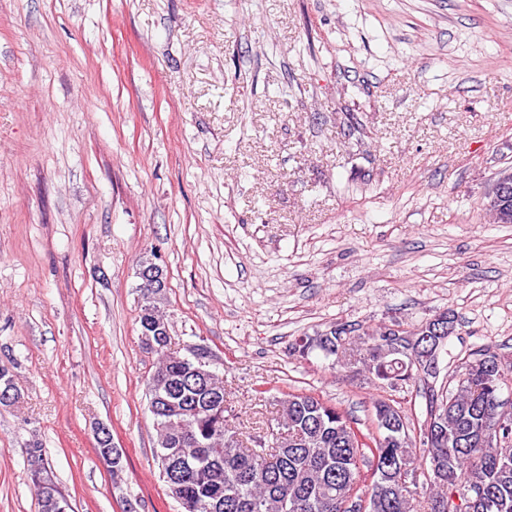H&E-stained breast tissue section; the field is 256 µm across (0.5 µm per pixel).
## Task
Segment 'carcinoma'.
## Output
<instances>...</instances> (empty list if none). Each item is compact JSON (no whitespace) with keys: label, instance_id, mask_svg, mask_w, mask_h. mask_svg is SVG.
I'll return each instance as SVG.
<instances>
[{"label":"carcinoma","instance_id":"carcinoma-1","mask_svg":"<svg viewBox=\"0 0 512 512\" xmlns=\"http://www.w3.org/2000/svg\"><path fill=\"white\" fill-rule=\"evenodd\" d=\"M166 285L142 284L139 324L142 344L160 355L161 363L147 383L149 407L167 410L154 416L155 457L168 494L182 501L184 512H348L345 501L368 499L367 512H417L418 481L406 484L388 476L400 462L417 471L416 446L430 464L428 512H512V410L499 398L505 368L487 348L461 363L457 385L442 393L428 386L427 418L414 438L404 411L388 400L373 405L375 431L363 433L337 405L303 392L277 401L286 434L267 439L263 447L247 448L224 423V411L212 394H224V381L210 377L205 386L188 383L194 364L166 354L170 325L164 314ZM399 323L352 330L337 323L313 336L295 340L293 352L305 356L318 349L343 366H360L392 388L421 382L419 373L391 356L380 336H423ZM18 398L14 375L0 367L3 396ZM175 452L184 470L179 480L169 472L166 454ZM97 453L116 476L122 453L112 447L110 433L97 437ZM27 470L39 512H74L58 486L45 451L36 442L25 449ZM371 460V473L362 469ZM481 484L495 507L468 503L445 510L454 493Z\"/></svg>","mask_w":512,"mask_h":512}]
</instances>
